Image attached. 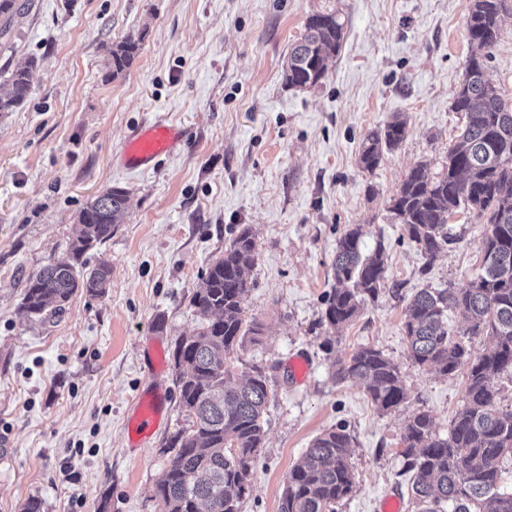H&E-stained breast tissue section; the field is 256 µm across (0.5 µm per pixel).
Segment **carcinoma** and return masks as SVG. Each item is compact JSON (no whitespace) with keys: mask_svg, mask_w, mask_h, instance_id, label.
<instances>
[{"mask_svg":"<svg viewBox=\"0 0 512 512\" xmlns=\"http://www.w3.org/2000/svg\"><path fill=\"white\" fill-rule=\"evenodd\" d=\"M506 0H470L466 22L470 54L453 108L468 124L448 149L441 169L420 164L408 173L390 199L389 212L431 265L453 239L448 219L457 210L472 211L487 224L481 238L482 268L465 290L421 289L409 302L403 331L408 354L423 370L442 375L464 373L465 398L448 436L434 419L417 411L400 435L403 456L414 472L412 494L417 512H512V491L502 489L504 459H512V407L498 403V380L512 374V101L487 77V61L502 34ZM24 0H0V40L11 36ZM344 23L334 13L317 12L288 52L287 85L313 87L325 78L327 63L339 52ZM139 49L130 36L110 49L112 76L126 71ZM36 77L29 61L8 77L0 92V113L13 112L27 98ZM398 118L363 140L359 164L376 169L384 153L404 139ZM128 192L106 190L79 212L66 257L31 274L21 310L55 318L78 291L101 296L111 269L83 271L85 253L112 238L126 209ZM361 232L346 231L333 262L336 288L326 299L331 328L353 322L365 299H374L386 281V256L379 246L362 251ZM249 229L232 238L224 255L211 263L191 304L199 330L179 340L172 353L175 386L186 425L165 440L169 463L156 484L160 512H238L249 491V472L264 440L267 375L260 367L237 375L234 362L245 340L256 341L261 325L247 318L246 271L255 265ZM462 312L465 325L448 328V311ZM481 349L475 350V343ZM336 382H358L377 410L388 413L408 399L401 370L371 346H359L334 363ZM352 436L338 426L317 436L290 469L279 512H337L356 485L350 463Z\"/></svg>","mask_w":512,"mask_h":512,"instance_id":"cac0c4a2","label":"carcinoma"}]
</instances>
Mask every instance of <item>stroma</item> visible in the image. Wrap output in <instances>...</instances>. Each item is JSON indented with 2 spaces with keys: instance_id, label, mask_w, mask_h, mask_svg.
<instances>
[{
  "instance_id": "1",
  "label": "stroma",
  "mask_w": 512,
  "mask_h": 512,
  "mask_svg": "<svg viewBox=\"0 0 512 512\" xmlns=\"http://www.w3.org/2000/svg\"><path fill=\"white\" fill-rule=\"evenodd\" d=\"M469 0H30L0 49V71L36 60L24 104L0 115V512L26 499L42 512H159L154 497L184 426L170 354L199 319L197 283L235 229L250 228L247 314L262 328L238 349L241 371L264 367L265 439L239 512H278L285 479L312 440L345 424L356 488L338 512H381L397 497L415 512L400 434L426 410L447 436L465 391L463 374L424 371L409 358L405 306L423 288H467L486 229L461 212L457 241L426 264L402 239L387 207L410 169L439 170L466 118L454 111L470 53ZM333 11L344 40L322 83L288 87L283 66L307 18ZM487 63L512 99V9ZM140 39L132 66L113 75L110 48ZM404 140L374 171L361 169L363 139L394 115ZM173 123L182 150L149 171L117 164L140 127ZM111 187L128 192L112 237L85 256L112 267L106 293L77 292L65 313L21 312L28 277L65 256L76 217ZM362 248L384 244L385 288L349 326L324 321L335 287L336 242L351 228ZM161 344L156 377L165 420L137 452L129 409L149 377L143 359ZM330 349H323V342ZM368 345L397 363L409 396L389 413L363 388L335 383L330 365ZM309 372L296 381L292 358Z\"/></svg>"
}]
</instances>
